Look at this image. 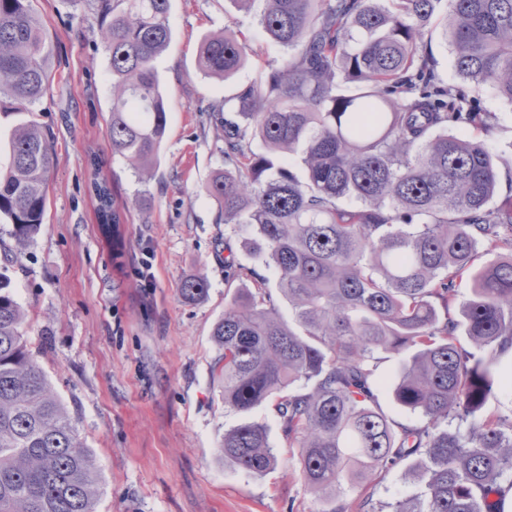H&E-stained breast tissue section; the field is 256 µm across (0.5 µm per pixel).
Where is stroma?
Returning a JSON list of instances; mask_svg holds the SVG:
<instances>
[{
  "mask_svg": "<svg viewBox=\"0 0 512 512\" xmlns=\"http://www.w3.org/2000/svg\"><path fill=\"white\" fill-rule=\"evenodd\" d=\"M264 7V0L245 10L237 0H171L172 38L154 61L168 128L145 184L110 147L112 74L95 11L87 0H34L53 56L50 94L33 117L52 134L53 167L45 221L21 260L12 257L11 225L0 222V272L27 314L26 336L48 341L38 362L95 459L98 512L323 508L301 477L274 404L252 418L267 427L279 457L275 471L251 476L224 465L219 454L225 430L240 421L225 409L211 373V330L239 286L224 258L235 254L272 288L279 274L243 248V232L217 220L205 186L224 166V138L207 107L259 82L285 57L261 29ZM228 25L246 37L248 59L230 79L207 77L197 65L199 48ZM477 97L482 111L497 116L484 138L488 149L512 160V104L487 86ZM93 154L101 159L96 171ZM95 178L134 203L120 227L118 259L97 223ZM192 274L209 284L198 304L178 293ZM413 492L400 469H385L338 503L344 512H388L387 503Z\"/></svg>",
  "mask_w": 512,
  "mask_h": 512,
  "instance_id": "obj_1",
  "label": "stroma"
}]
</instances>
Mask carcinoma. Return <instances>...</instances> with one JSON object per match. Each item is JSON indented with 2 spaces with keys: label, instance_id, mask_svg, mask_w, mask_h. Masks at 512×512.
Listing matches in <instances>:
<instances>
[{
  "label": "carcinoma",
  "instance_id": "cac0c4a2",
  "mask_svg": "<svg viewBox=\"0 0 512 512\" xmlns=\"http://www.w3.org/2000/svg\"><path fill=\"white\" fill-rule=\"evenodd\" d=\"M171 0H95L110 57L112 154L147 182L168 124L154 59L171 41ZM442 0H266L260 25L289 51L264 80L211 107L224 128V170L206 186L219 219L246 225L245 246L279 271L277 292L224 258L239 288L214 325L212 372L224 408L242 416L224 431V464L254 476L278 458L250 415L270 399L301 476L334 500L378 470L414 457L412 497L389 512H503L512 492V409L489 413L512 352V200L490 207L500 158L474 137L491 112L436 76L425 37ZM441 35L459 77L512 103V0H448ZM230 29L207 37L199 70L217 79L247 61ZM51 55L33 0H0V107L36 106L50 92ZM237 114L229 121L224 112ZM259 142L262 151L253 148ZM0 171V216L21 257L44 224L51 135L33 122L11 136ZM298 156L303 176L288 160ZM102 233L116 239L127 206L94 181ZM355 205L346 206L344 201ZM498 251L479 263V245ZM467 303L453 312L457 284ZM179 293L203 301L190 275ZM288 302L284 319L278 300ZM26 313L0 275V512H97L92 454L34 359ZM402 359L395 400L419 425L388 419L374 373ZM466 422L464 429L449 423Z\"/></svg>",
  "mask_w": 512,
  "mask_h": 512
}]
</instances>
